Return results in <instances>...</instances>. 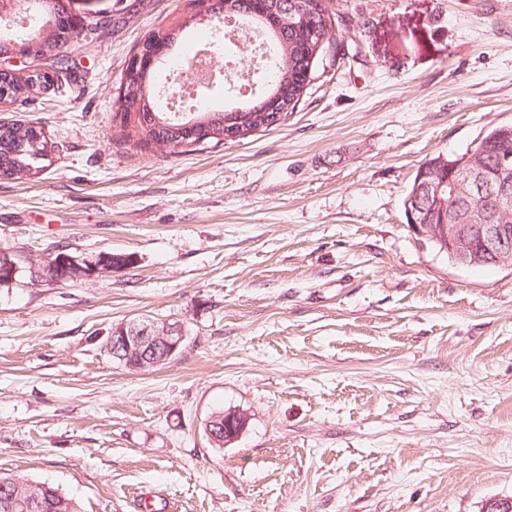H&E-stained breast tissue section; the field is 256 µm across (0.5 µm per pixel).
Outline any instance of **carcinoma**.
I'll return each mask as SVG.
<instances>
[{
    "instance_id": "carcinoma-1",
    "label": "carcinoma",
    "mask_w": 512,
    "mask_h": 512,
    "mask_svg": "<svg viewBox=\"0 0 512 512\" xmlns=\"http://www.w3.org/2000/svg\"><path fill=\"white\" fill-rule=\"evenodd\" d=\"M209 23L219 25L228 17L244 20L248 28L262 32L276 49V60L269 72L257 76L261 89L257 96L231 109L211 112L201 109L192 118H176L162 111L156 100L154 77L131 80L125 88H116L114 105L120 116L119 130L114 139L128 151L143 152L155 146L168 153L182 155L202 151L227 143L226 126H244L243 137L254 129L265 132L277 127L294 112L308 86L315 80L318 66L326 55L335 59L340 55L336 34V18L332 17L324 0H263L261 12L252 7V0H208ZM76 34V27L57 24L42 38H32L24 33L7 42H0V54L9 53L17 46L41 59L63 57ZM186 30H158L138 44V53L149 50L157 38L164 44H175L183 39ZM6 87L11 92L9 101L28 98L48 87L30 74L10 76ZM195 121L212 136L201 145H195L197 137L188 127ZM36 124L21 119H0V178L23 179L38 174L51 161L57 145L48 137L36 139ZM512 152V127L500 125L489 130L470 151L462 154L436 155L420 165L406 194L411 197L419 178L445 179L451 165L466 158L472 167L479 169L490 179H496L500 166V154ZM496 199L486 194L480 196L470 190L444 198V202H422L416 208L415 219L421 224H440L442 209H452L462 217L483 207L494 208ZM19 264L26 257L13 251L0 250V288L10 284V267L5 256ZM70 255L68 245L55 243L47 248L46 256L39 265L52 281H57L66 270L60 259ZM41 496V507L34 512H80L77 502L63 494L59 488L43 483L32 484L16 475H0V500L8 495L28 496L31 491Z\"/></svg>"
}]
</instances>
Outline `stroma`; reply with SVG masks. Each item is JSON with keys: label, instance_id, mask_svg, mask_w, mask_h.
<instances>
[{"label": "stroma", "instance_id": "1", "mask_svg": "<svg viewBox=\"0 0 512 512\" xmlns=\"http://www.w3.org/2000/svg\"><path fill=\"white\" fill-rule=\"evenodd\" d=\"M72 82L0 108L57 142L0 179V248L130 266L0 288V472L81 512H480L512 497V271L449 262L407 224L420 164L512 123V0H325L350 62L288 120L171 155L116 143L134 46L185 0H61ZM181 324L149 371L113 327ZM247 428L209 442L213 412Z\"/></svg>", "mask_w": 512, "mask_h": 512}]
</instances>
